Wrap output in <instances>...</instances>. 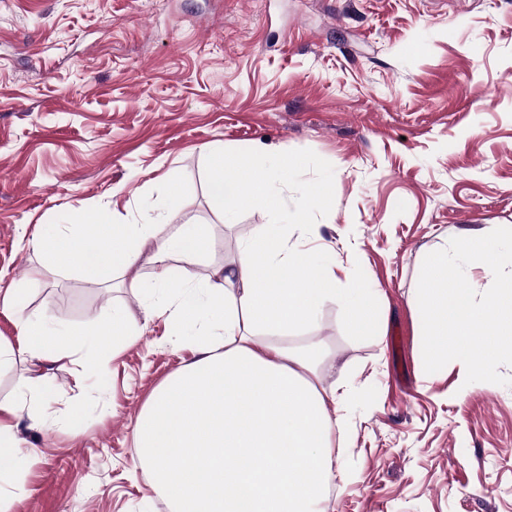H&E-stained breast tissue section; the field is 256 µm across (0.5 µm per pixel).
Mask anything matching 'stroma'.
<instances>
[{"label":"stroma","mask_w":512,"mask_h":512,"mask_svg":"<svg viewBox=\"0 0 512 512\" xmlns=\"http://www.w3.org/2000/svg\"><path fill=\"white\" fill-rule=\"evenodd\" d=\"M251 160L269 209L208 204L212 152ZM327 190L297 214L300 193ZM202 224L205 280L261 227L300 218L299 249L336 257L385 313L357 335L334 303L283 342L316 343L341 399L325 512H512V386L425 373L416 289L424 257L466 229L512 228V0H0V338L27 315L68 346L0 372V402L29 458L9 512H169L134 463L148 398L190 360L191 324L139 323L127 345L87 333L139 315L159 269L117 287L48 266L30 244L100 207Z\"/></svg>","instance_id":"obj_1"}]
</instances>
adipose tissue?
<instances>
[{
  "label": "adipose tissue",
  "mask_w": 512,
  "mask_h": 512,
  "mask_svg": "<svg viewBox=\"0 0 512 512\" xmlns=\"http://www.w3.org/2000/svg\"><path fill=\"white\" fill-rule=\"evenodd\" d=\"M211 167L216 214H224L230 197L278 206L270 181L250 161L219 152ZM178 210L175 194L159 224H128L99 210L33 245L50 266L80 265L98 284L143 260L183 263L184 283L161 308L193 320L198 356L156 388L135 428L137 461L171 512H322L335 478L336 394L319 385L323 356L267 333L312 324L332 302L358 335L378 336L369 291L339 287L332 263L292 247L285 224L265 226L242 245L235 267H216L195 283L190 267L208 239L201 225L170 223ZM161 308L149 303L143 311L149 317ZM24 334L19 350L0 340V370L21 353L39 363L71 354L41 327L25 324ZM26 457L13 424L1 420L0 483L19 481Z\"/></svg>",
  "instance_id": "1"
}]
</instances>
